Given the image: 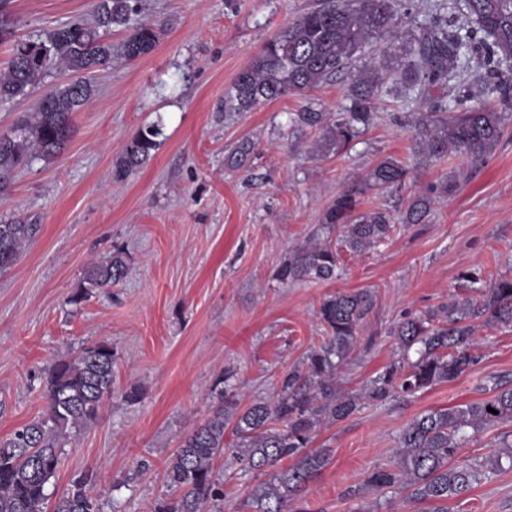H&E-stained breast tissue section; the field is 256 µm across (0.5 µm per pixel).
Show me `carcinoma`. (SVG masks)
Returning <instances> with one entry per match:
<instances>
[{"mask_svg":"<svg viewBox=\"0 0 512 512\" xmlns=\"http://www.w3.org/2000/svg\"><path fill=\"white\" fill-rule=\"evenodd\" d=\"M452 9L464 16L462 23L448 24V16L439 10L421 17L413 0H323L276 32L237 75L224 99L225 116L303 94L346 73V111L336 116L298 112L291 118L294 127L320 128L324 147L339 153L375 123L377 101L392 79L405 97L426 107L415 124L418 155L456 154L481 162L503 138L512 115V0H456ZM140 13L141 0H99L91 20L72 19L35 41L13 40L11 30L0 34V43L10 44L6 69L0 72V104L34 92L53 69L71 76L43 91L15 135L0 137V181L34 157L50 161L59 155L75 133L74 114L96 95L92 77L112 65L113 53L134 61L156 47L163 29L138 19ZM409 17L415 30L404 37L400 26ZM116 29L127 35L114 46L108 36ZM373 42L380 45V55L352 72L353 60ZM451 78L452 95L434 94V88L448 86ZM475 86L498 94L500 107L474 102ZM161 135L157 124L138 130L113 159V178L124 180L145 164ZM255 148L250 140L240 142L225 157L226 164L242 166ZM409 174L405 162L392 156L380 159L361 183L336 197L326 212L325 228L337 231L341 247L356 256L389 239L395 231L393 212L402 210L404 224H422L437 198L457 187L458 179L445 178L404 198ZM369 191L390 197L392 207L354 216L361 196ZM35 233L36 225L19 219L0 223V269L14 265ZM339 248L328 238L311 242L288 258L278 276L283 282L333 280ZM126 272V258L117 249L89 267L85 288H108ZM372 306L367 290L327 298L318 312L326 338L282 374L273 399L242 408L234 389L224 386L212 415L168 460L165 475L172 497L156 503L151 512H205L208 504L222 512L224 490L213 460L224 453L244 471L268 476L249 497L252 512H292L293 501L330 462L327 452L308 450L317 430L347 419L363 405L413 398L469 372L480 359L476 328L512 327V275L498 276L461 303L400 322L393 333L403 359L360 390L344 392L338 370ZM114 361L112 345L101 341L70 351L47 367L44 410L0 440V512H47V486L60 468L61 442L97 419L112 395ZM494 391L485 399L416 415L398 438L395 463L372 472L365 485L383 491L401 487L428 512H448V500L469 492L501 465L500 455L480 464L453 462L467 429L478 432L512 422V387L496 386ZM228 428L234 442L226 447ZM288 459L294 464L282 466ZM94 481L90 472L72 480L58 512H101L89 492Z\"/></svg>","mask_w":512,"mask_h":512,"instance_id":"obj_1","label":"carcinoma"}]
</instances>
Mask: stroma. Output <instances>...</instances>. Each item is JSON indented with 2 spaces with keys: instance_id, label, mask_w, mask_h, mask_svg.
<instances>
[{
  "instance_id": "1",
  "label": "stroma",
  "mask_w": 512,
  "mask_h": 512,
  "mask_svg": "<svg viewBox=\"0 0 512 512\" xmlns=\"http://www.w3.org/2000/svg\"><path fill=\"white\" fill-rule=\"evenodd\" d=\"M97 2L8 0L7 12L17 37L35 39L92 17ZM320 3L143 0V19L165 28L159 44L132 62L114 57L95 78L93 101L75 114L61 155L32 159L0 185V220L37 227L15 265L0 272V440L43 411L44 370L58 356L101 341L116 355L112 395L93 424L67 439L48 512L88 471L97 475L102 512H147L168 493L169 458L211 415L225 384L244 407L273 398L282 372L323 342L316 313L328 296L368 290L375 299L339 372L351 391L399 358L390 334L398 321L471 295L464 272L481 270L488 282L512 272V122L486 163L471 167L452 154L416 158L422 108L395 89L382 94L377 123L342 152L323 148L318 130L291 131L294 113L343 110L344 77L225 117L238 73ZM152 124L162 136L151 159L113 181L115 156ZM245 139L257 144L247 167L229 168L225 156ZM388 155L412 164L409 191L449 175L458 187L438 199L428 223L398 226L361 255L343 253L338 279L282 283L279 267L320 228L327 206ZM117 248L126 254L125 278L75 301L88 268ZM478 340L482 359L459 379L320 428L312 446L331 460L310 485L306 512H424L405 491L381 492L365 480L391 464L400 432L419 412L512 387V327H482ZM510 430L505 423L470 433L456 462L497 456ZM235 470L231 455L214 462L224 512H247L261 478ZM448 512H512V465L449 501Z\"/></svg>"
}]
</instances>
